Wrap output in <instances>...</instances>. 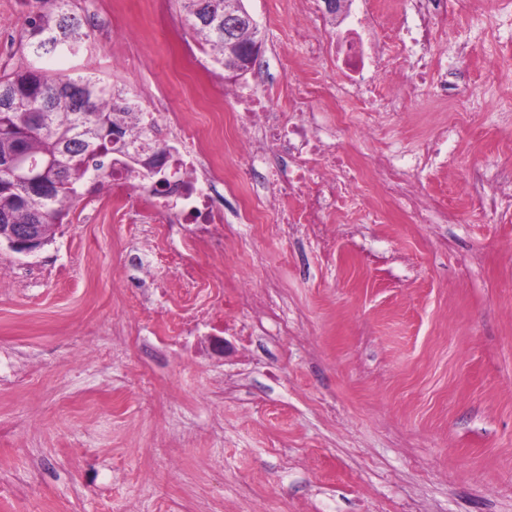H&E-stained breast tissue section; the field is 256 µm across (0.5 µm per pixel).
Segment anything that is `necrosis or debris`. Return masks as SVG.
I'll return each mask as SVG.
<instances>
[{
	"instance_id": "obj_1",
	"label": "necrosis or debris",
	"mask_w": 512,
	"mask_h": 512,
	"mask_svg": "<svg viewBox=\"0 0 512 512\" xmlns=\"http://www.w3.org/2000/svg\"><path fill=\"white\" fill-rule=\"evenodd\" d=\"M307 0H289L288 7L299 19L293 28V42L300 55L309 60L329 61L331 72L343 81L333 84L327 76L312 77L301 72L288 84V105L273 107L268 96L258 94L253 83L235 80L204 101L207 111L223 113L232 104L231 149L244 153L245 165L225 168L222 159L209 154L206 141L192 129H184L180 147L163 157L157 177L161 186H143L144 224L222 225L224 210L216 203L224 193L226 179L249 184L260 181L272 188V195L254 194L243 223L251 226L273 224L286 230L291 224H306L325 232L331 214L347 203V191L363 182L365 166L327 133L318 119V107L336 114V127L345 130L360 122L362 130L378 136L384 129V113L373 111V87L368 74L376 73L380 59L374 48L387 40L380 12L401 5L413 24L394 47V60H409L397 78L403 91L418 94L438 84L441 93L464 95V88L447 78L433 79L434 36L448 25L450 14L462 10L464 0H379V13L341 12L335 31L322 27L316 9ZM346 100L358 102L361 116L343 108ZM452 132L437 128L423 139L417 151L393 152L373 180L377 196L403 203L412 223L426 224L430 210L422 206L410 180L412 171L429 165L433 158L448 154Z\"/></svg>"
}]
</instances>
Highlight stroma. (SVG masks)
<instances>
[{
	"instance_id": "obj_1",
	"label": "stroma",
	"mask_w": 512,
	"mask_h": 512,
	"mask_svg": "<svg viewBox=\"0 0 512 512\" xmlns=\"http://www.w3.org/2000/svg\"><path fill=\"white\" fill-rule=\"evenodd\" d=\"M244 6L279 53L268 80L308 68L284 0ZM70 9L90 39L46 68L139 94L158 142L184 125L223 152L180 0ZM35 10L0 0V74ZM452 31L468 98L341 138L371 168L455 126L447 167L415 177L431 223L358 188L329 241L132 224L88 180L39 252L0 247V512H512V211L467 205L474 171H512V0L449 17L436 57Z\"/></svg>"
}]
</instances>
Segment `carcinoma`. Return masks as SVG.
Segmentation results:
<instances>
[{"mask_svg":"<svg viewBox=\"0 0 512 512\" xmlns=\"http://www.w3.org/2000/svg\"><path fill=\"white\" fill-rule=\"evenodd\" d=\"M187 26L198 36L202 52L217 55V63H232L224 35L214 23L224 11L246 12L243 0H181ZM41 10L31 19L25 46L27 63L0 77V163L24 155L36 163L45 193L0 174V225L45 224L52 227L68 216L80 197L79 184L106 171L116 142L112 127L124 129L119 140L135 143V163L160 149L144 124L143 113L112 97L114 86L99 78L60 74L40 67L47 55L73 56L88 40L78 19L69 12L70 0H40Z\"/></svg>","mask_w":512,"mask_h":512,"instance_id":"carcinoma-1","label":"carcinoma"}]
</instances>
